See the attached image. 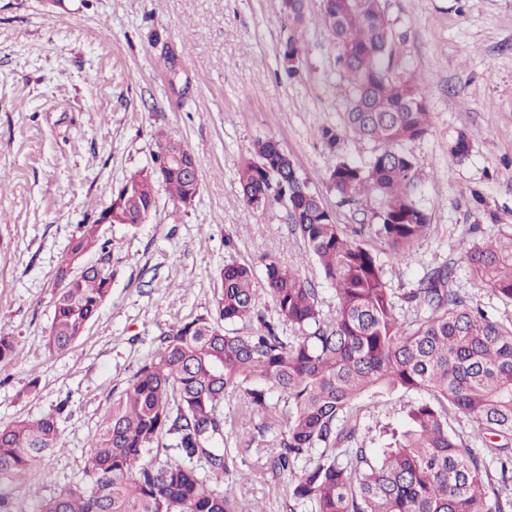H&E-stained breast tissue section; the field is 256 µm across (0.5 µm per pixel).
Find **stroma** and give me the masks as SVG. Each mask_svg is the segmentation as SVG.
<instances>
[{
    "mask_svg": "<svg viewBox=\"0 0 512 512\" xmlns=\"http://www.w3.org/2000/svg\"><path fill=\"white\" fill-rule=\"evenodd\" d=\"M393 66L426 86L430 126L405 143L419 167L415 200L430 229L396 263L397 294L451 262L472 306L512 321V302L474 286L463 260L474 244L512 228V0H382ZM321 0H306L297 75L281 63L288 24L280 0H0V320L15 338L0 372V424L68 408L56 449L12 485L16 502L79 482L102 416L153 353L159 335L215 315L224 263L276 257L299 269L334 310L332 287L284 206L242 200L238 168L256 140L293 160L344 230L372 223L377 198L347 202L331 187L323 128L341 126L349 84ZM164 130L200 160V192L177 208L156 185L143 224H106L112 288L84 334L60 353L45 336L55 274L79 225L92 223L113 187L150 166ZM464 160L449 152L459 134ZM398 392L359 401L364 425L398 424L414 402ZM264 442L241 449L219 475L264 512H289V475L266 469Z\"/></svg>",
    "mask_w": 512,
    "mask_h": 512,
    "instance_id": "1",
    "label": "stroma"
}]
</instances>
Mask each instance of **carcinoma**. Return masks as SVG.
I'll list each match as a JSON object with an SVG mask.
<instances>
[{"mask_svg": "<svg viewBox=\"0 0 512 512\" xmlns=\"http://www.w3.org/2000/svg\"><path fill=\"white\" fill-rule=\"evenodd\" d=\"M305 0H281L292 34L284 69L298 71L304 53L299 27ZM321 22L336 40L337 61L351 86L344 131L381 145L367 164L341 153L342 132L322 130L335 162L329 182L338 194L380 201L375 235L396 261L429 228L414 191V156L398 149L429 127L426 89L415 76L392 71L390 26L381 0H322ZM197 160L184 150L160 175L149 166L131 173L112 198V223L145 220L161 183L176 206L198 196L183 166ZM244 202L281 204L293 233L335 291L333 312L299 270L260 258L265 292L275 315L258 310L255 266L232 260L219 272L217 317H198L162 333L150 359L105 412L90 441L84 481L37 496L29 512H263L241 502L212 475L230 473L238 449L256 436L269 440L271 471L292 475L289 512H512V323L505 325L467 304L454 287L455 267L427 271L405 297L412 316L400 317L397 296L372 249L349 239L319 195L271 140H258L238 169ZM87 252L100 266L80 276L70 262ZM473 283L512 301V230L465 254ZM60 285L46 347L66 350L110 294L112 241L99 224H82L56 271ZM256 320L260 327L235 328ZM14 337L0 327V367ZM423 394L406 423L376 453L366 448L356 403L384 393ZM240 398L236 415L219 409ZM66 409L0 425V508L13 479L54 450ZM470 418L474 436L499 468L493 482L485 458L448 431L450 412ZM258 419L257 435L235 428Z\"/></svg>", "mask_w": 512, "mask_h": 512, "instance_id": "obj_1", "label": "carcinoma"}]
</instances>
